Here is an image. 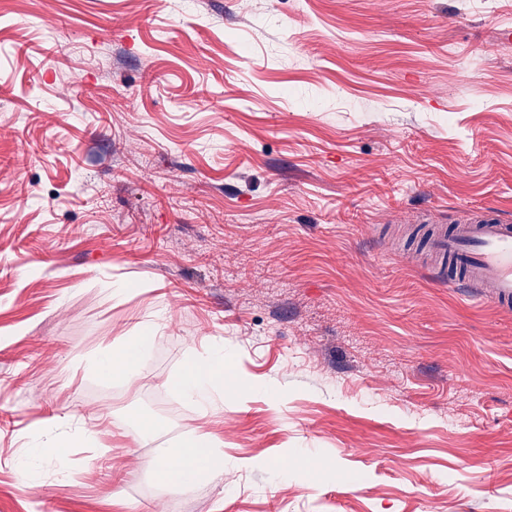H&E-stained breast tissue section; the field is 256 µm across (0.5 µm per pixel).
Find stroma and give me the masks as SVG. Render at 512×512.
<instances>
[{
  "label": "stroma",
  "mask_w": 512,
  "mask_h": 512,
  "mask_svg": "<svg viewBox=\"0 0 512 512\" xmlns=\"http://www.w3.org/2000/svg\"><path fill=\"white\" fill-rule=\"evenodd\" d=\"M508 16L0 0V512H512V309L438 286L411 240L512 221ZM146 324L136 385L86 372ZM217 346L205 412L166 383ZM77 418L97 445L24 484ZM188 430L224 470L171 489ZM45 447L46 446L39 441L31 444L30 448L32 449L18 463V470L23 478L27 480H33L35 478L42 458V451L40 448Z\"/></svg>",
  "instance_id": "obj_1"
}]
</instances>
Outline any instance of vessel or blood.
I'll list each match as a JSON object with an SVG mask.
<instances>
[{
    "label": "vessel or blood",
    "mask_w": 512,
    "mask_h": 512,
    "mask_svg": "<svg viewBox=\"0 0 512 512\" xmlns=\"http://www.w3.org/2000/svg\"><path fill=\"white\" fill-rule=\"evenodd\" d=\"M430 251L444 265L441 281L465 289L468 298L512 307V223L479 210L448 231L432 234Z\"/></svg>",
    "instance_id": "vessel-or-blood-1"
}]
</instances>
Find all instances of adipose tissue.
I'll return each mask as SVG.
<instances>
[{
    "label": "adipose tissue",
    "mask_w": 512,
    "mask_h": 512,
    "mask_svg": "<svg viewBox=\"0 0 512 512\" xmlns=\"http://www.w3.org/2000/svg\"><path fill=\"white\" fill-rule=\"evenodd\" d=\"M154 326H146L135 334L121 337L112 347L99 351L88 361V371L106 383L133 385L140 376V364L158 343ZM171 387L187 402L207 411L224 401V350L217 347L206 354L189 356L181 372L170 381ZM214 437L193 432L184 433L174 453L178 467L160 462L157 474L169 487L185 488L200 479L223 471L224 456Z\"/></svg>",
    "instance_id": "1"
}]
</instances>
